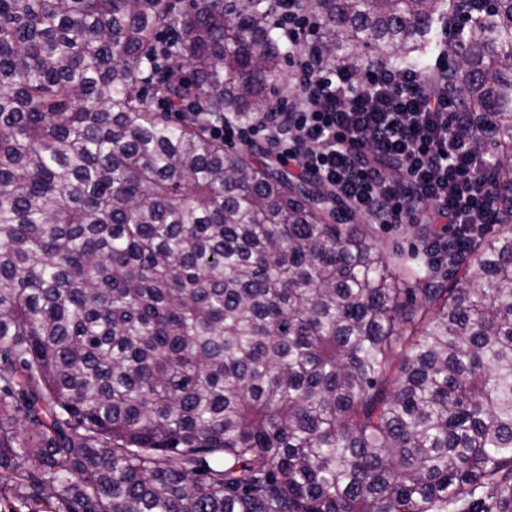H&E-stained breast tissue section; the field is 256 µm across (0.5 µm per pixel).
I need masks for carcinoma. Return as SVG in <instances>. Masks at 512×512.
Masks as SVG:
<instances>
[{
  "mask_svg": "<svg viewBox=\"0 0 512 512\" xmlns=\"http://www.w3.org/2000/svg\"><path fill=\"white\" fill-rule=\"evenodd\" d=\"M471 2L305 6L326 56L407 66ZM479 4L448 95L511 155L512 0ZM287 58L265 0H0L1 499L512 512V165L467 256L435 264L429 225L391 252L207 134L272 111ZM161 60L181 122L144 93Z\"/></svg>",
  "mask_w": 512,
  "mask_h": 512,
  "instance_id": "carcinoma-1",
  "label": "carcinoma"
}]
</instances>
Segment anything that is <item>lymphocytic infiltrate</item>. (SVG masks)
Masks as SVG:
<instances>
[{
    "label": "lymphocytic infiltrate",
    "mask_w": 512,
    "mask_h": 512,
    "mask_svg": "<svg viewBox=\"0 0 512 512\" xmlns=\"http://www.w3.org/2000/svg\"><path fill=\"white\" fill-rule=\"evenodd\" d=\"M274 12L288 43L291 97L275 112L213 119L211 137L264 140L269 156L328 187L349 213L441 225L429 245L441 263L449 242L493 223L494 195L481 178L489 158L472 148L469 121L448 98L445 55L421 67L336 63L319 51L320 22L303 0H274Z\"/></svg>",
    "instance_id": "f902f5d3"
}]
</instances>
